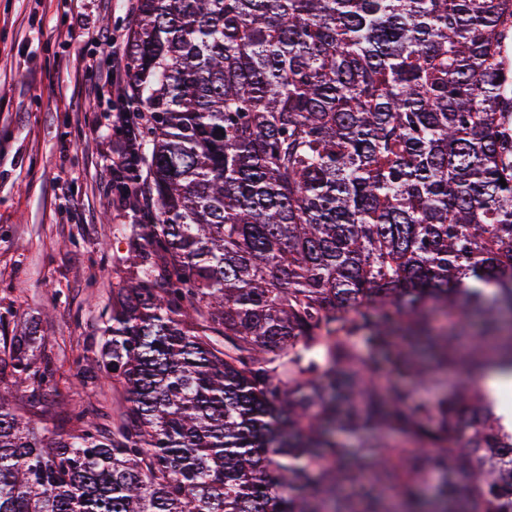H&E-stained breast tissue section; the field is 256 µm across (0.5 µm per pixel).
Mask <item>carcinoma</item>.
I'll list each match as a JSON object with an SVG mask.
<instances>
[{
	"label": "carcinoma",
	"instance_id": "cac0c4a2",
	"mask_svg": "<svg viewBox=\"0 0 512 512\" xmlns=\"http://www.w3.org/2000/svg\"><path fill=\"white\" fill-rule=\"evenodd\" d=\"M124 69L122 401L0 321V512H512V0H136Z\"/></svg>",
	"mask_w": 512,
	"mask_h": 512
}]
</instances>
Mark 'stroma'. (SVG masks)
Segmentation results:
<instances>
[{
	"label": "stroma",
	"mask_w": 512,
	"mask_h": 512,
	"mask_svg": "<svg viewBox=\"0 0 512 512\" xmlns=\"http://www.w3.org/2000/svg\"><path fill=\"white\" fill-rule=\"evenodd\" d=\"M134 2L0 0V315L24 313L44 336L65 408L112 402L74 364L95 346L126 221L110 195L112 115L88 91L96 70L121 65ZM78 19L90 32L66 44ZM100 24L116 48L96 40Z\"/></svg>",
	"instance_id": "stroma-1"
}]
</instances>
